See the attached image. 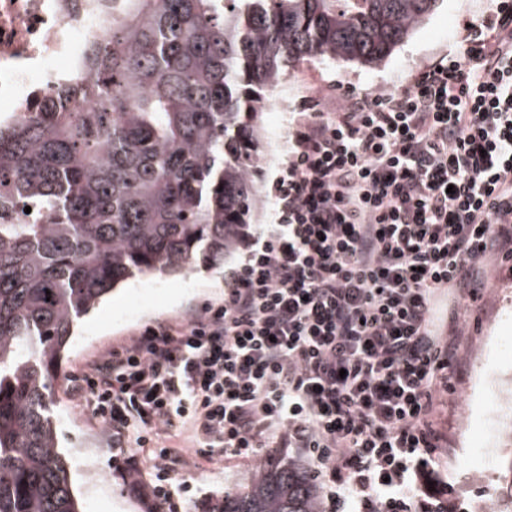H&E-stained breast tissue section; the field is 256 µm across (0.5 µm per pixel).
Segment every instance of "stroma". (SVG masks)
Returning a JSON list of instances; mask_svg holds the SVG:
<instances>
[{"label": "stroma", "mask_w": 512, "mask_h": 512, "mask_svg": "<svg viewBox=\"0 0 512 512\" xmlns=\"http://www.w3.org/2000/svg\"><path fill=\"white\" fill-rule=\"evenodd\" d=\"M484 0H442L437 10L385 62L372 67L338 63L313 57L289 69L287 79L273 93L276 111L263 112L258 165L260 192L269 195L272 182L285 160L288 115L298 111L306 97L320 89L340 85L370 91L380 85L398 89L419 67L447 53L464 19L481 13ZM242 252L225 258L223 268L201 270L186 277L141 278L114 290L101 309L80 324L54 385L57 426L61 445L69 454L84 512H150L133 495V474L125 457L110 446L107 430L85 411L74 390V378L83 364L110 350L158 320H173L224 298V267L242 259ZM487 284L471 310L460 311L455 327L463 337L454 367L450 392L441 394L437 407L445 446L438 469L449 502L473 512L495 500L499 489L496 465L508 448L512 428V273L501 271L497 258L486 263ZM144 303H136L137 294ZM275 451L260 454L246 464L222 462L201 471L178 465L181 477L196 483L198 492L185 502L186 512H203L205 501H220L225 489L241 476L280 460Z\"/></svg>", "instance_id": "35a3bbf8"}]
</instances>
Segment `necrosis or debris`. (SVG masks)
I'll list each match as a JSON object with an SVG mask.
<instances>
[{"instance_id":"4bbe7bcc","label":"necrosis or debris","mask_w":512,"mask_h":512,"mask_svg":"<svg viewBox=\"0 0 512 512\" xmlns=\"http://www.w3.org/2000/svg\"><path fill=\"white\" fill-rule=\"evenodd\" d=\"M112 34V0H0V112L37 111L75 71L77 49Z\"/></svg>"}]
</instances>
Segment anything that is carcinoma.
Segmentation results:
<instances>
[{"label":"carcinoma","instance_id":"obj_1","mask_svg":"<svg viewBox=\"0 0 512 512\" xmlns=\"http://www.w3.org/2000/svg\"><path fill=\"white\" fill-rule=\"evenodd\" d=\"M60 100L0 122V512H82L51 388L77 322L135 278L209 270L260 205L258 120L310 57L377 65L442 0H121ZM31 212H25V207ZM296 459L213 512H321Z\"/></svg>","mask_w":512,"mask_h":512}]
</instances>
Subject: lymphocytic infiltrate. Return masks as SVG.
<instances>
[{"instance_id": "obj_1", "label": "lymphocytic infiltrate", "mask_w": 512, "mask_h": 512, "mask_svg": "<svg viewBox=\"0 0 512 512\" xmlns=\"http://www.w3.org/2000/svg\"><path fill=\"white\" fill-rule=\"evenodd\" d=\"M455 48L399 90L294 113L274 223L224 276V301L147 325L89 360L76 390L169 512L205 463L293 448L326 512H448L430 490L435 402L461 303L489 254L512 261V0H486Z\"/></svg>"}]
</instances>
